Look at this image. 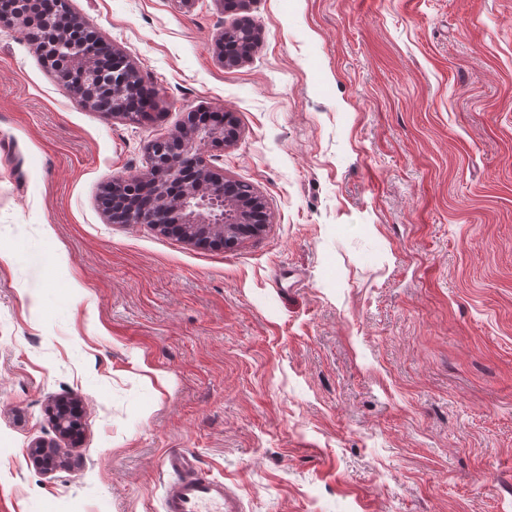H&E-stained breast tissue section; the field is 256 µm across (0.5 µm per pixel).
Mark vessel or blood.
<instances>
[{
    "label": "vessel or blood",
    "mask_w": 512,
    "mask_h": 512,
    "mask_svg": "<svg viewBox=\"0 0 512 512\" xmlns=\"http://www.w3.org/2000/svg\"><path fill=\"white\" fill-rule=\"evenodd\" d=\"M163 466L171 478L163 489L162 512H243L240 498L202 471L190 451L168 453Z\"/></svg>",
    "instance_id": "b4317fda"
}]
</instances>
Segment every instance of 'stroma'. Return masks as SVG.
<instances>
[{"label": "stroma", "mask_w": 512, "mask_h": 512, "mask_svg": "<svg viewBox=\"0 0 512 512\" xmlns=\"http://www.w3.org/2000/svg\"><path fill=\"white\" fill-rule=\"evenodd\" d=\"M69 4L158 106H77L0 23V512H161L178 449L245 512H512V0ZM203 107L265 231L110 223L102 187ZM247 20H243L235 24L232 28H225L219 35L218 43L221 47L234 46L240 52L227 53L224 50V64L227 66L238 65L244 59L248 58L256 43V38L252 28L247 24ZM69 408L73 407L67 403L66 400H59L52 410L53 422L56 424L58 436L64 439L71 437L76 427V423L71 417Z\"/></svg>", "instance_id": "obj_1"}]
</instances>
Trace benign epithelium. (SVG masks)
Listing matches in <instances>:
<instances>
[{"label": "benign epithelium", "mask_w": 512, "mask_h": 512, "mask_svg": "<svg viewBox=\"0 0 512 512\" xmlns=\"http://www.w3.org/2000/svg\"><path fill=\"white\" fill-rule=\"evenodd\" d=\"M14 10L7 14L8 24L21 29L42 0H12ZM46 36L36 43L40 59L54 64L74 102L82 108L109 112L114 117L129 115L132 108L126 88L135 81L136 71L127 57L97 40V33L84 23L85 33L72 35L76 24L60 12L43 15ZM220 46L237 51L224 53V64L234 66L248 58L256 43L247 21L224 29ZM239 129L229 114L189 112L176 133L169 138L148 142V174L153 182L136 177L114 179L107 186L112 192L108 215L118 224H145L161 233L177 234L192 243L219 241L229 249L243 236H256L266 228L256 223L260 196L243 197L214 171L203 156L211 143L234 144ZM65 400L52 410L58 436L69 438L75 432ZM32 452L51 471L57 465L59 449L37 442Z\"/></svg>", "instance_id": "7a95c632"}]
</instances>
